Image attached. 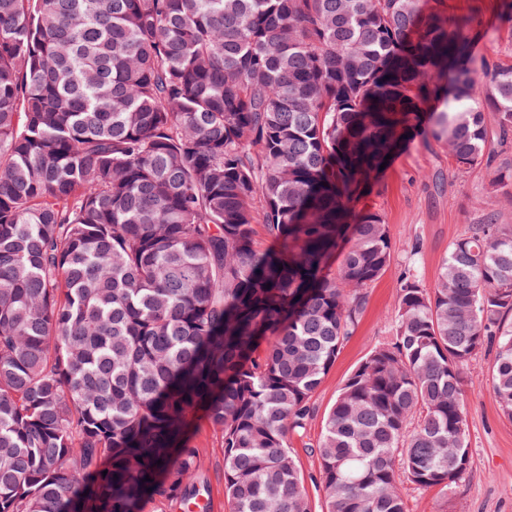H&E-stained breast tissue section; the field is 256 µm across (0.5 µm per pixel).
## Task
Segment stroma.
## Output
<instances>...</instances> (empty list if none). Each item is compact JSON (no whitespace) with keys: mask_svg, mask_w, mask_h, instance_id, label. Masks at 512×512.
Listing matches in <instances>:
<instances>
[{"mask_svg":"<svg viewBox=\"0 0 512 512\" xmlns=\"http://www.w3.org/2000/svg\"><path fill=\"white\" fill-rule=\"evenodd\" d=\"M449 13L475 17L478 29H495L496 41H479L477 56L512 63V30L502 22L504 0H444ZM490 172L477 168L458 173L446 148L437 142H409L381 174L364 200L385 217L394 259L385 274L367 290V301L354 333L345 342L334 366L313 395L314 415L303 435L290 441L304 476L312 512H325L319 484L320 459L314 449L322 435L323 418L351 371L380 342L395 331L397 283L414 263L425 287H433L449 245L464 235L483 214L497 212L501 223L512 224V198L492 190ZM418 255H411L412 242ZM470 465L448 490L403 484L407 512H512V420L504 417L493 392H467ZM200 452V475L209 486L208 512H228L224 497L222 436L204 419L189 431Z\"/></svg>","mask_w":512,"mask_h":512,"instance_id":"35a3bbf8","label":"stroma"}]
</instances>
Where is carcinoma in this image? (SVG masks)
Returning a JSON list of instances; mask_svg holds the SVG:
<instances>
[{
  "mask_svg": "<svg viewBox=\"0 0 512 512\" xmlns=\"http://www.w3.org/2000/svg\"><path fill=\"white\" fill-rule=\"evenodd\" d=\"M440 3L0 0V512L197 508L200 416L229 512H311L290 437L393 255L363 191L420 133L512 187V64ZM486 348L512 419L495 212L435 287L404 269L394 336L324 418L326 512L457 483Z\"/></svg>",
  "mask_w": 512,
  "mask_h": 512,
  "instance_id": "1",
  "label": "carcinoma"
}]
</instances>
